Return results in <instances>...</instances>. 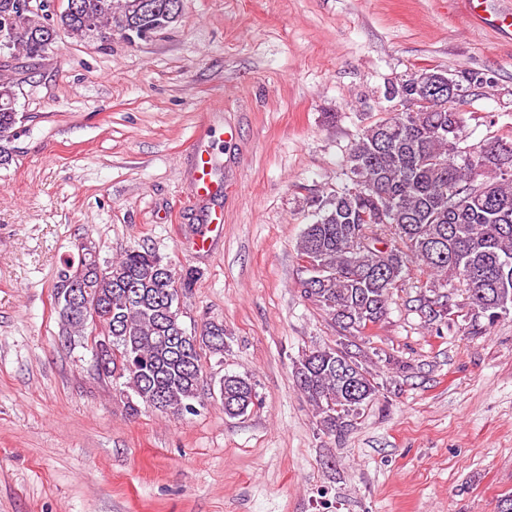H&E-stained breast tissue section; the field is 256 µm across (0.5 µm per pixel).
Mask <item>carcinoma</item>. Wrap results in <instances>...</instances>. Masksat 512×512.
I'll list each match as a JSON object with an SVG mask.
<instances>
[{"label": "carcinoma", "instance_id": "carcinoma-1", "mask_svg": "<svg viewBox=\"0 0 512 512\" xmlns=\"http://www.w3.org/2000/svg\"><path fill=\"white\" fill-rule=\"evenodd\" d=\"M14 0H0V54L20 48L30 59L44 56L51 43L45 29L74 37H93L106 20L129 16L157 32L177 21L144 12V0H75L77 12L59 17L32 12L10 19ZM415 95L414 76L385 85L382 116L365 127L345 160V185L311 201L312 219L300 238L298 256L324 269L314 288L301 296L331 316L345 332L336 346L315 348L293 362L299 390L314 407L320 430L334 437L354 427L375 402L380 384L365 356L351 351V338L387 314L391 290L412 272L425 279L415 299L421 318L448 322L461 284L477 334L512 312V137L495 138L477 150L463 143V114L452 98L398 109ZM15 94L0 82V167L12 161L8 144L17 137ZM368 243L353 250L358 226ZM149 248H132L117 260L88 257L57 274L54 296L63 307L67 273L81 272L88 296L100 305L99 317L112 327V369L101 379L123 381L127 409L161 393L156 410L192 414L203 405L201 350L224 357V326L208 322L201 335L184 327L175 302L194 286L196 269L177 273ZM69 341L85 339L78 321L60 319ZM224 414L243 416L259 405L256 382L248 375L226 374L220 381Z\"/></svg>", "mask_w": 512, "mask_h": 512}]
</instances>
